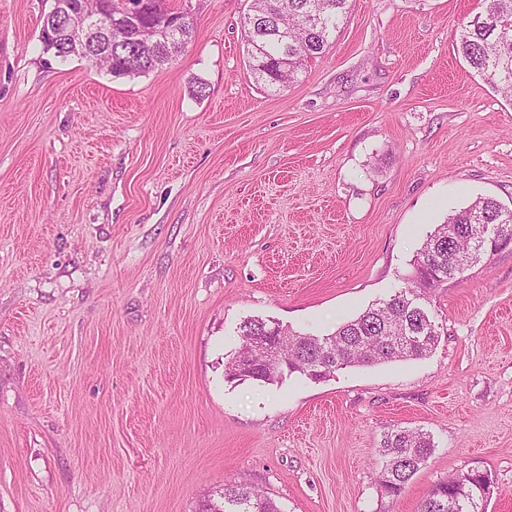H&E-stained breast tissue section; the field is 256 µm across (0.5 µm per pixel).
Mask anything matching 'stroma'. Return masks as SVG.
<instances>
[{
  "label": "stroma",
  "mask_w": 512,
  "mask_h": 512,
  "mask_svg": "<svg viewBox=\"0 0 512 512\" xmlns=\"http://www.w3.org/2000/svg\"><path fill=\"white\" fill-rule=\"evenodd\" d=\"M252 0L191 10L170 64L43 50L51 0H0V512H421L477 469L512 512V244L429 294L435 349L321 380L227 381L245 319L319 336L405 287L448 214L512 208V101L457 54L483 0H351L288 87L250 76ZM435 448L398 495L383 436ZM199 504L201 512H281L275 500L260 491L238 484H224V495Z\"/></svg>",
  "instance_id": "1"
}]
</instances>
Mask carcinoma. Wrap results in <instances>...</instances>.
I'll return each instance as SVG.
<instances>
[{
	"label": "carcinoma",
	"mask_w": 512,
	"mask_h": 512,
	"mask_svg": "<svg viewBox=\"0 0 512 512\" xmlns=\"http://www.w3.org/2000/svg\"><path fill=\"white\" fill-rule=\"evenodd\" d=\"M100 2L114 13L125 9L126 0H64L74 8L85 2L94 7ZM321 8V31L309 30V5ZM349 0H252L254 24L242 36L248 67L257 82L280 88L291 81L308 60L320 57L333 43L343 22ZM485 8L457 30L456 48L466 62L503 97L512 99V0H484ZM285 24L288 38L269 31V26ZM43 49L65 61L78 55L63 41L41 36ZM171 61L164 43L141 60L137 45L112 49V56L101 57L95 65L114 77L136 76L155 70ZM497 224L512 238V208L493 198H478L469 206L448 214L446 223L437 226L413 260L414 272L423 274L390 299L376 303L358 317L347 321L324 336L295 333L262 319H247L240 325L238 356L225 365L229 380H241L238 357L245 356L260 369L252 380L274 384L283 376L299 373L318 379L317 367L336 371L348 366L418 359L429 353L438 340L436 322L430 311L410 302L412 295L461 278L459 258L473 252L486 254L489 243L481 240L478 224ZM273 336L288 367L279 373L262 370L261 358L251 350V337ZM434 450L430 435L419 429H396L385 435L379 454L384 458L381 485L390 494L400 493L413 476L426 465ZM480 480L473 473H458L435 485L428 493L421 512H449L448 502L460 500L464 512L468 497L476 493ZM199 512H281L275 500L260 491L238 484H224V494L199 504Z\"/></svg>",
	"instance_id": "1"
}]
</instances>
